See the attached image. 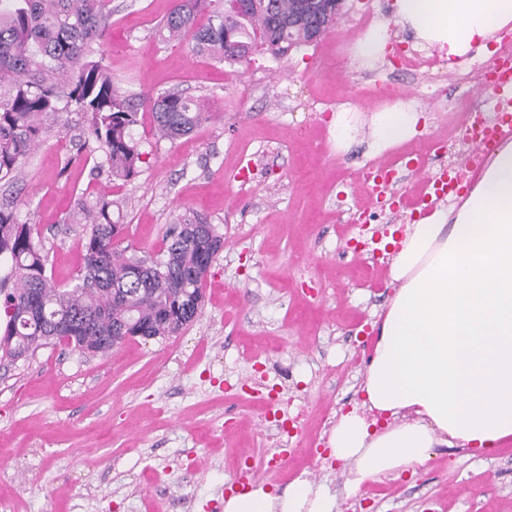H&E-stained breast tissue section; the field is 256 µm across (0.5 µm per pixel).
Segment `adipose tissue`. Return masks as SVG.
I'll use <instances>...</instances> for the list:
<instances>
[{
  "label": "adipose tissue",
  "mask_w": 512,
  "mask_h": 512,
  "mask_svg": "<svg viewBox=\"0 0 512 512\" xmlns=\"http://www.w3.org/2000/svg\"><path fill=\"white\" fill-rule=\"evenodd\" d=\"M396 24L463 57L512 25V0H395ZM404 102L374 111L372 153L417 133ZM398 288L382 320L361 410L333 426L332 455L347 494L425 464L439 446L493 449L512 436V142L498 146L460 205L406 225L390 256ZM335 497L307 481L284 493L247 488L224 512H334Z\"/></svg>",
  "instance_id": "ef3b65f1"
}]
</instances>
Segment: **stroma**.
I'll return each instance as SVG.
<instances>
[{
    "instance_id": "obj_1",
    "label": "stroma",
    "mask_w": 512,
    "mask_h": 512,
    "mask_svg": "<svg viewBox=\"0 0 512 512\" xmlns=\"http://www.w3.org/2000/svg\"><path fill=\"white\" fill-rule=\"evenodd\" d=\"M173 0H112L105 63L122 90H175L210 117L171 142L143 115L145 152L121 203L120 243L159 251L166 228L189 212L224 238L203 283L199 316L181 334L126 340L107 354L62 344L0 360V500L7 512H215L238 472L264 486L322 487L339 512H512V439L489 454L439 447L425 465L380 477L382 491L347 496L346 468L328 457L340 415L361 403L377 327L395 288L382 246L393 228L429 213L420 173L399 167L393 205L356 183L375 164L366 143L337 150L332 121L345 105L369 116L364 86H399L422 114L394 155L442 161L450 126L480 94L461 96L447 65L425 75L390 66L358 70L353 47L364 13L389 21L390 44L418 51L392 22L393 0H344L334 29L274 58L216 62L189 42L162 41ZM77 131L49 138L15 187L20 222L36 225L60 286L83 267L74 200L107 184L90 166L60 169ZM293 448L296 456L275 457Z\"/></svg>"
}]
</instances>
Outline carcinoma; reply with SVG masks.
<instances>
[{
    "instance_id": "carcinoma-1",
    "label": "carcinoma",
    "mask_w": 512,
    "mask_h": 512,
    "mask_svg": "<svg viewBox=\"0 0 512 512\" xmlns=\"http://www.w3.org/2000/svg\"><path fill=\"white\" fill-rule=\"evenodd\" d=\"M112 0H0V186L10 187L35 149L48 137L81 128L79 159L99 156L93 167L112 181L127 182L142 162L133 128L139 112L131 95L112 81L103 45L111 25ZM238 12L224 0H175L159 23L171 41L191 37L197 52L219 61L240 62L262 48L283 57L313 43L305 23L288 28L298 12L324 35L335 27L336 0H243ZM212 6L209 22L196 25L202 6ZM154 136L174 141L207 119L204 106L178 91L144 100ZM119 202L102 190L79 196L66 223L82 224L84 267L68 288L48 276V251L33 224L19 222L11 203L0 204V357L16 362L36 350L71 337L81 351L107 353L115 337L163 338L179 334L201 310L202 282L224 238L199 234L208 223L184 215L166 232V248L139 256L115 246Z\"/></svg>"
}]
</instances>
